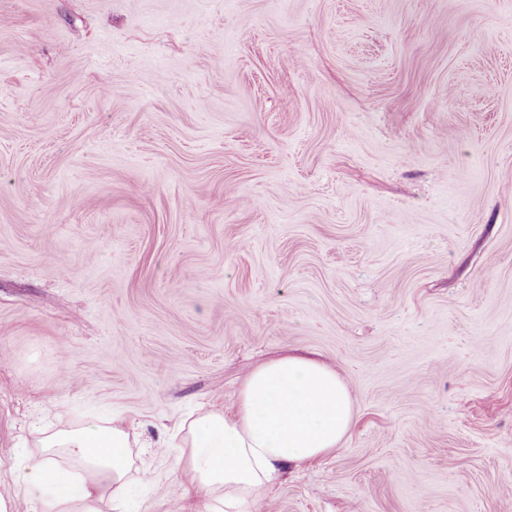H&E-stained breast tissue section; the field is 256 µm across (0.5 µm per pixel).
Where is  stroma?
I'll return each mask as SVG.
<instances>
[{
  "mask_svg": "<svg viewBox=\"0 0 512 512\" xmlns=\"http://www.w3.org/2000/svg\"><path fill=\"white\" fill-rule=\"evenodd\" d=\"M288 353L355 420L243 512H512V0H0V495L120 418L102 512H216L171 435Z\"/></svg>",
  "mask_w": 512,
  "mask_h": 512,
  "instance_id": "1",
  "label": "stroma"
}]
</instances>
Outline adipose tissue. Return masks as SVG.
<instances>
[{"instance_id":"adipose-tissue-1","label":"adipose tissue","mask_w":512,"mask_h":512,"mask_svg":"<svg viewBox=\"0 0 512 512\" xmlns=\"http://www.w3.org/2000/svg\"><path fill=\"white\" fill-rule=\"evenodd\" d=\"M354 418L348 384L333 367L280 356L246 377L234 411L202 409L184 421L174 467L189 475L196 495L233 508L256 498L283 466L300 469L334 452ZM39 446L13 469V482L33 500H50L52 512H101L132 468L129 429L113 421L85 420Z\"/></svg>"}]
</instances>
